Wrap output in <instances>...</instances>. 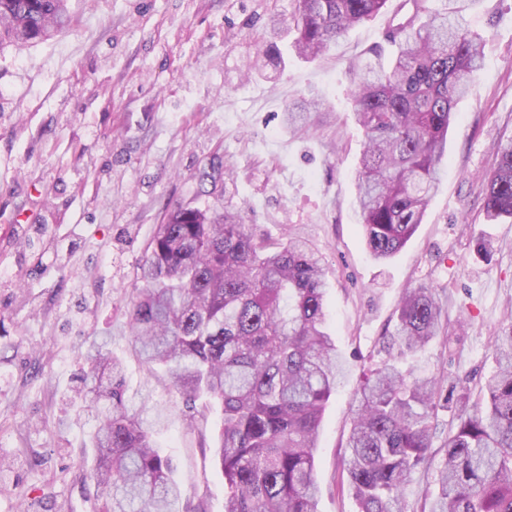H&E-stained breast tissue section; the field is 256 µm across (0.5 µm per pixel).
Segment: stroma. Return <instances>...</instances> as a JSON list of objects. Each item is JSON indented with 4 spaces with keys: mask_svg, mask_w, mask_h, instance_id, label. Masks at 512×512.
Instances as JSON below:
<instances>
[{
    "mask_svg": "<svg viewBox=\"0 0 512 512\" xmlns=\"http://www.w3.org/2000/svg\"><path fill=\"white\" fill-rule=\"evenodd\" d=\"M72 25L48 41L0 46V512H102L83 458L97 404L76 395L81 355L107 341L126 396L148 406L184 512H224L212 437L218 411L189 426L182 398L136 355L130 299L157 224L195 203L213 156L234 169L225 196L250 230L302 236L328 269L325 326L346 376L317 441L318 512H358L341 461L364 369L384 358L407 288L435 287L447 335L405 366L478 390L491 346L512 317V223L491 224L478 197L498 140L512 137V0L466 9L486 40L474 95L448 132L439 189L393 258L370 257L356 208L363 134L349 60L413 13L388 0L321 58L278 38L282 69L244 79L269 12L291 0H69ZM316 93L306 127H283L288 103ZM44 232L26 240V227ZM453 413L438 415L427 466L411 476L407 512H430Z\"/></svg>",
    "mask_w": 512,
    "mask_h": 512,
    "instance_id": "35a3bbf8",
    "label": "stroma"
}]
</instances>
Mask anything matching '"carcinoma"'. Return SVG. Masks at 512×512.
I'll use <instances>...</instances> for the list:
<instances>
[{"mask_svg":"<svg viewBox=\"0 0 512 512\" xmlns=\"http://www.w3.org/2000/svg\"><path fill=\"white\" fill-rule=\"evenodd\" d=\"M288 28L304 59L328 52L388 0H292ZM407 23L385 34L396 45L349 62L350 96L363 132L356 198L366 249L378 261L413 236L437 190L448 128L472 92L484 40L455 12H432L413 0ZM68 0H0V43L48 40L69 26ZM270 50L249 60L256 74ZM316 102L283 112L293 128ZM483 180L484 214L512 218V140L494 147ZM223 159L199 171L197 196L213 206L178 207L156 226L150 256L132 297L134 348L185 404H217L213 439L224 474V512H318L315 448L342 363L324 330L326 268L300 239L271 244L221 202ZM434 287L407 289L398 307L387 359L363 375L344 459L358 512H405L410 475L429 460L438 411L450 404L438 373L403 370L398 361L446 331ZM495 372L469 410L459 386L457 424L448 435L432 512H512V323L494 340ZM83 386L109 401L96 412L89 478L104 512H181L170 460L150 435L146 406L126 398L121 364L102 345L85 355Z\"/></svg>","mask_w":512,"mask_h":512,"instance_id":"cac0c4a2","label":"carcinoma"}]
</instances>
